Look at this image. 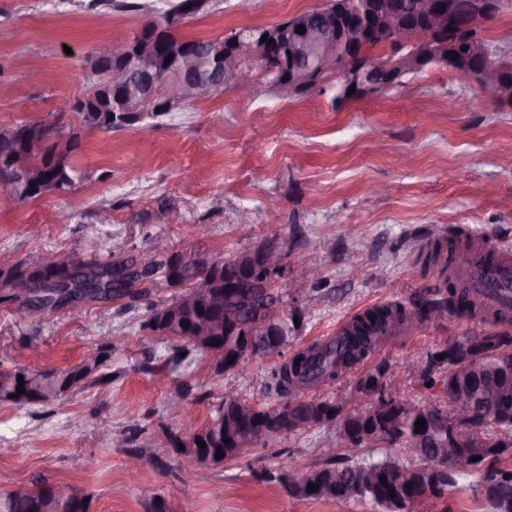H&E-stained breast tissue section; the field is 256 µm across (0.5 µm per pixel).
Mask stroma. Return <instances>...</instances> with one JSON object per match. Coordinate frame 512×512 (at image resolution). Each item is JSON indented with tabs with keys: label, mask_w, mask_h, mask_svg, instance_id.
<instances>
[{
	"label": "stroma",
	"mask_w": 512,
	"mask_h": 512,
	"mask_svg": "<svg viewBox=\"0 0 512 512\" xmlns=\"http://www.w3.org/2000/svg\"><path fill=\"white\" fill-rule=\"evenodd\" d=\"M323 2L209 0L180 34L216 38ZM149 18L92 0H0V84L10 88L0 125L69 111L90 84L93 49ZM74 163L86 177L73 189L0 202V269L43 250L119 256L149 236L186 259L222 260L275 237L289 265L317 253L324 282L307 297L290 275L275 281L306 318L280 354L253 358L247 379L216 374L204 354L169 363L171 339L140 331V306L79 305L39 319L0 303V368H68L113 343L99 383L42 406L0 405V490L77 483L90 512H373L361 500L295 498L268 480L291 463L319 464L331 428L202 464L170 448L177 425L166 403L183 398L199 427L225 399L270 403L265 384L281 358L364 309L407 307L421 288L442 287L415 245L473 234L512 244V106L439 65L338 109L327 94L229 89L141 128L89 132ZM479 329L451 314L410 322L319 392L340 395L381 367L394 396L431 401L403 359L422 364L444 337Z\"/></svg>",
	"instance_id": "obj_1"
}]
</instances>
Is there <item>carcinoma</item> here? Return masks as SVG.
<instances>
[{"label": "carcinoma", "mask_w": 512, "mask_h": 512, "mask_svg": "<svg viewBox=\"0 0 512 512\" xmlns=\"http://www.w3.org/2000/svg\"><path fill=\"white\" fill-rule=\"evenodd\" d=\"M194 6L187 10L189 2ZM208 0H167L165 6L127 0L121 7L135 12L157 14V20L166 28L169 40H178L192 46L200 63L208 61L214 47L224 44L225 38L185 39L177 34L187 19L196 16ZM111 103L103 100L91 112H80L85 130H114L128 126V116L110 112ZM82 146L80 133L68 129L58 121H29L0 126V177L15 176L13 159L25 154L30 165L40 171L41 182L32 186L17 185L14 198L24 200L49 191H65L85 177L73 163ZM181 261L175 252L155 249L154 240L118 258L93 254L87 258L56 257V265L38 269L41 261L16 263L0 272V298L9 300L8 292L18 282L40 283L37 295L21 308L32 316L44 318L66 306L87 302H123L125 305L143 304L146 315L141 329L166 336L172 345L171 358L182 360L180 353L189 357L197 352L210 355L215 361V372L233 371L228 359L237 355L232 348L238 341L234 336H221L211 345L206 331H194L199 326L224 330V313L238 322H248L254 332V345L263 350H281L295 328V318L302 313H290L283 307L278 290L252 274L255 262L253 251L240 252L222 261L189 265L178 284L168 279V270ZM160 281L178 287L175 297L161 304L151 299V290ZM467 289L455 282L448 283V296L432 299L425 294L406 309L402 306L377 309L354 323L346 335L347 347L341 354L314 344L307 350L279 363L268 378V388L275 400L263 407H255L233 398L224 402L210 422L188 436L184 455L199 463L219 464L235 460L256 447H266L278 439L317 425V416L334 411L333 427L337 436L347 432L361 439L358 454L346 457L337 452L334 458L316 466H298L309 485H319L322 494L314 500L371 502L376 512H419L421 497L429 492L435 502L427 512H449L448 497L459 490V479L465 474H450L444 463L437 460L438 440L448 436L441 428L434 436L428 429L415 426L419 419L431 425L435 419H448L455 411L454 392L467 387L471 381L484 377L497 380L498 396L486 408L468 418L469 440L464 447L480 453L495 448L504 431L501 420L512 419V370L505 373L502 364L512 365V337L495 331L481 332L483 347L471 358L450 363L439 358L443 347L459 343L449 337L427 358L418 380L427 390L440 388L436 398L425 404H407L395 397L382 404L371 417L363 411L350 408L349 396L305 398L300 390L311 383L321 386L336 380L338 370L349 368L360 361L369 349V335L382 323L403 325L440 319L446 313L457 315L480 312L477 303L467 300ZM203 313H198V310ZM189 322L185 327L182 322ZM99 364L64 369L21 371L0 369V404H45L58 397L96 382ZM23 383H18V377ZM22 387L25 392L17 393ZM206 447L201 448L198 443ZM369 448L382 449V457L366 458ZM224 457L216 458L217 451ZM489 468L497 475V482L512 492V449L501 451L489 459ZM477 476L472 492L485 503L489 512H504L487 487V474L474 470ZM81 485L68 486L60 493L53 487L41 485L33 491L0 492V512H88L89 498L81 503L73 499V490ZM394 490L395 497L389 496Z\"/></svg>", "instance_id": "cac0c4a2"}]
</instances>
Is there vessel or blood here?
<instances>
[{"mask_svg": "<svg viewBox=\"0 0 512 512\" xmlns=\"http://www.w3.org/2000/svg\"><path fill=\"white\" fill-rule=\"evenodd\" d=\"M460 275L472 298L487 311L512 307V247L471 239L449 266Z\"/></svg>", "mask_w": 512, "mask_h": 512, "instance_id": "obj_1", "label": "vessel or blood"}]
</instances>
